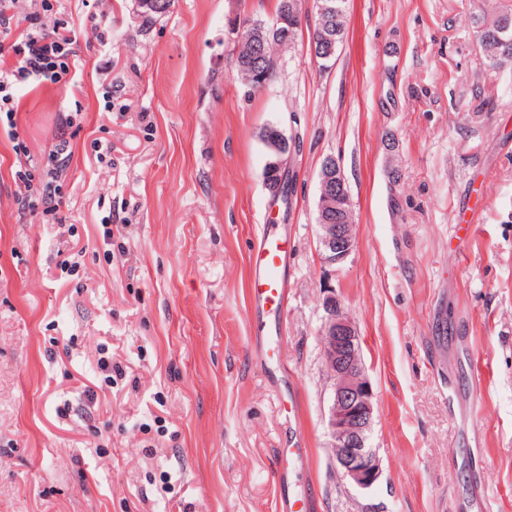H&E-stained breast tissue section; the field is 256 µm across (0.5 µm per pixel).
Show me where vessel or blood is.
Here are the masks:
<instances>
[{
	"label": "vessel or blood",
	"instance_id": "obj_1",
	"mask_svg": "<svg viewBox=\"0 0 512 512\" xmlns=\"http://www.w3.org/2000/svg\"><path fill=\"white\" fill-rule=\"evenodd\" d=\"M289 255L288 235L281 225H263L249 257V302L259 313L257 333L269 343L280 336L283 328Z\"/></svg>",
	"mask_w": 512,
	"mask_h": 512
}]
</instances>
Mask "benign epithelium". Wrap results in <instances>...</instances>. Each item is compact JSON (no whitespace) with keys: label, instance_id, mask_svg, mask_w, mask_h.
<instances>
[{"label":"benign epithelium","instance_id":"1","mask_svg":"<svg viewBox=\"0 0 512 512\" xmlns=\"http://www.w3.org/2000/svg\"><path fill=\"white\" fill-rule=\"evenodd\" d=\"M248 57L246 67L252 86L264 89L271 82L264 63L266 43L274 28L266 23H245ZM272 154L269 170L282 172L294 148L293 141L280 129L265 140ZM320 208L317 223L323 263L328 267L343 264L355 248L354 225L347 223L345 204L350 202L346 179L339 163L332 157L324 160L318 176ZM325 322L321 346L326 371L331 380L328 430L332 448L341 449L334 458L336 472L342 480L360 491H369L379 481L382 468L376 449L369 443L374 423V391L359 347L357 326L344 311L336 295L324 299Z\"/></svg>","mask_w":512,"mask_h":512}]
</instances>
